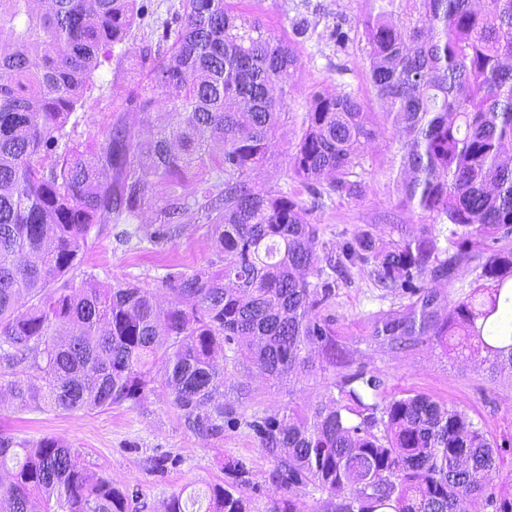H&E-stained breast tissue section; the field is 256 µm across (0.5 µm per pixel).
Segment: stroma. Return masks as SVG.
Segmentation results:
<instances>
[{"instance_id":"1","label":"stroma","mask_w":512,"mask_h":512,"mask_svg":"<svg viewBox=\"0 0 512 512\" xmlns=\"http://www.w3.org/2000/svg\"><path fill=\"white\" fill-rule=\"evenodd\" d=\"M146 11L136 21L125 45L115 47L110 59L96 72L99 85L84 110L72 116L73 139L83 142L98 128L123 113L125 99L141 90L143 76L129 72L143 37L177 11L180 0H144ZM242 6L259 16L273 35L291 43L300 68L284 97L279 144L254 180L259 187L299 191L288 172V151L300 134L301 115L310 95L317 91L353 92L377 110L369 81L366 45L352 35L346 46H336L327 26L336 17L357 25L369 8L368 0H242ZM308 31L297 35L300 21ZM400 142L391 125H382L376 140L363 150V192L350 199L331 196L322 206L310 197L302 202L321 240L341 245L364 231L384 239L417 232L420 217L397 208ZM168 188L152 186L141 222L99 226L94 244L71 277L81 283L87 276L101 281H124L157 288L167 273L191 271L218 262L208 225L191 220L178 235L151 241L156 215ZM408 296L390 292L375 283L367 266L351 267L338 280L323 312L336 328V341L353 354L355 365L365 367L383 382L382 398L390 400L408 392L426 395L466 411L490 438H512V376L489 377L476 361L448 356L436 344H419L404 350L380 346L372 339L378 314L404 308ZM344 367L326 369L293 382L274 383L256 376L246 366L224 364V415L230 420L219 437L205 438L184 426V420L167 389L155 386L136 405L122 403L106 410L60 413L20 410L0 403V428L20 438H65L96 473L137 495L146 512H163L170 495L181 488L195 490L198 512H204L209 488L224 483L228 459L245 460L250 475L242 490L252 499L254 512H264L270 502L286 497L275 478V462L259 445L248 423L257 417L283 413L290 406L306 407L333 391Z\"/></svg>"}]
</instances>
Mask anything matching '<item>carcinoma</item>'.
<instances>
[{
    "instance_id": "cac0c4a2",
    "label": "carcinoma",
    "mask_w": 512,
    "mask_h": 512,
    "mask_svg": "<svg viewBox=\"0 0 512 512\" xmlns=\"http://www.w3.org/2000/svg\"><path fill=\"white\" fill-rule=\"evenodd\" d=\"M358 21L379 111L350 92L312 95L288 167L313 203L356 198L363 146L393 124L401 142L398 206L447 223L386 241L369 233L327 251L307 208L253 174L277 147L282 97L299 59L236 0H182L135 65L147 84L123 118L74 143L71 115L96 71L131 34L138 0H0V401L21 410L106 409L140 402L159 381L202 436L224 432L219 359L274 382L336 366L319 308L336 277L371 265L382 287L414 297L374 323L390 348L435 342L512 373V0H370ZM342 17L336 44L351 40ZM164 121L152 123L159 100ZM224 173L223 189L175 190L191 168ZM170 187L159 234L188 218L211 227L220 266L162 279L166 306L130 282L66 277L91 230L140 218L152 185ZM471 266L469 290L445 302L428 281ZM359 367L337 393L249 426L288 490L311 486L325 512H512L495 481L512 441L497 443L466 412L423 394L378 401ZM0 512H130L131 496L90 473L67 440L0 429ZM238 485L211 487L206 512H252ZM172 494L164 512H196Z\"/></svg>"
}]
</instances>
